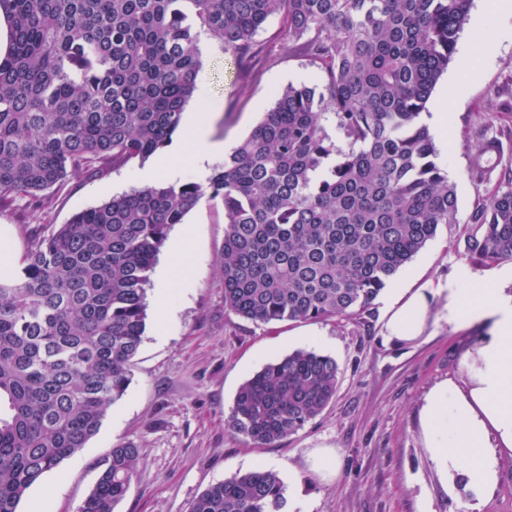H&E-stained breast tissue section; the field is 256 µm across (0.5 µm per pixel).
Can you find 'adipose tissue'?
Wrapping results in <instances>:
<instances>
[{
    "mask_svg": "<svg viewBox=\"0 0 512 512\" xmlns=\"http://www.w3.org/2000/svg\"><path fill=\"white\" fill-rule=\"evenodd\" d=\"M210 109L201 98L185 110L170 147L141 172L144 183L176 182L187 167L199 179L210 176L224 154L223 142L211 136ZM440 319L456 329L490 324L488 335L464 353L460 380L437 383L421 408L424 443L443 478L486 494L499 482L501 457L512 455V266L482 277L463 264L454 281L393 289L384 305V335L410 343Z\"/></svg>",
    "mask_w": 512,
    "mask_h": 512,
    "instance_id": "1",
    "label": "adipose tissue"
}]
</instances>
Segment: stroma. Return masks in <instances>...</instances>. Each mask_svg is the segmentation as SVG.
Listing matches in <instances>:
<instances>
[{"instance_id":"stroma-1","label":"stroma","mask_w":512,"mask_h":512,"mask_svg":"<svg viewBox=\"0 0 512 512\" xmlns=\"http://www.w3.org/2000/svg\"><path fill=\"white\" fill-rule=\"evenodd\" d=\"M486 16V15H485ZM497 43L494 59L481 65L462 102L451 103L443 155L457 187V221L436 236L395 277L410 285L453 279L465 261L468 216L489 185L473 162L482 139L497 137L512 162V16L487 15ZM256 54L239 74L231 54L213 47L198 78L199 96L215 103L212 134L234 148L288 84L319 85L322 73L284 50L278 20L255 38ZM143 163L134 161L99 177L69 175L44 194L41 206L15 196L0 205V240L23 259L35 233H49L72 215L98 206L117 189L140 186ZM224 205L202 198L174 225L169 241L190 236L168 291L152 276L146 331L133 380L108 410L99 432L77 455L47 473L19 512H76L93 488L98 461L119 443L133 444L138 463L115 512H187L208 486L257 468L279 472L292 512H512V456L500 460L499 482L483 502L465 490L449 491L427 450L420 426L424 397L436 383L460 379L461 358L488 327L456 330L440 321L412 345L386 343L382 299L349 321L277 324L254 322L224 310ZM165 317H158L157 304ZM335 359L338 387L316 418L272 447H261L225 426L240 385L266 363L299 349ZM317 448L337 451L339 474L324 480L309 471Z\"/></svg>"}]
</instances>
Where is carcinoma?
<instances>
[{
  "label": "carcinoma",
  "instance_id": "obj_1",
  "mask_svg": "<svg viewBox=\"0 0 512 512\" xmlns=\"http://www.w3.org/2000/svg\"><path fill=\"white\" fill-rule=\"evenodd\" d=\"M473 0H0V201L80 169L149 157L197 90L202 37L245 73L279 21L326 75L289 84L206 182L134 188L74 215L0 277V512L81 452L132 382L146 291L170 228L224 201V310L264 324L354 320L457 215L456 186L421 122ZM476 265L512 261V168L472 210ZM336 361L299 349L254 373L226 420L273 446L336 395ZM138 450L113 446L77 512H114ZM274 470L236 473L187 512H287Z\"/></svg>",
  "mask_w": 512,
  "mask_h": 512
}]
</instances>
